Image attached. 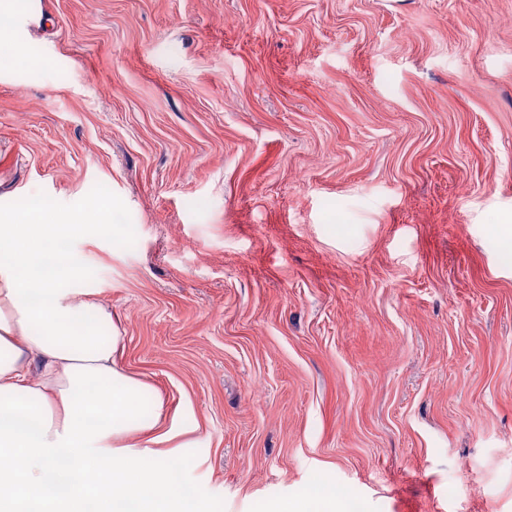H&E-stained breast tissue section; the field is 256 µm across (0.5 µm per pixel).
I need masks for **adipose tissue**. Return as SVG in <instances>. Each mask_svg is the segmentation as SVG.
Here are the masks:
<instances>
[{
    "label": "adipose tissue",
    "instance_id": "ef3b65f1",
    "mask_svg": "<svg viewBox=\"0 0 512 512\" xmlns=\"http://www.w3.org/2000/svg\"><path fill=\"white\" fill-rule=\"evenodd\" d=\"M35 12L0 0V68L43 66L23 37ZM109 210L96 197L73 214L26 197L0 210V512H212L152 449H115L148 430L142 384L118 368L119 335L99 334L109 313L78 298L59 246Z\"/></svg>",
    "mask_w": 512,
    "mask_h": 512
}]
</instances>
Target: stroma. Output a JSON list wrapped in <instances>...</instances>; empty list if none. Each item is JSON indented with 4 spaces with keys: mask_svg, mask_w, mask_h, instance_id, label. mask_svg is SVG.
Returning a JSON list of instances; mask_svg holds the SVG:
<instances>
[{
    "mask_svg": "<svg viewBox=\"0 0 512 512\" xmlns=\"http://www.w3.org/2000/svg\"><path fill=\"white\" fill-rule=\"evenodd\" d=\"M0 202L69 249L182 482L272 512H512V0H39ZM335 492L329 490H320L311 492L307 499L298 503L292 510L288 508V503L275 507L274 512H334L336 506L333 502Z\"/></svg>",
    "mask_w": 512,
    "mask_h": 512,
    "instance_id": "1",
    "label": "stroma"
}]
</instances>
